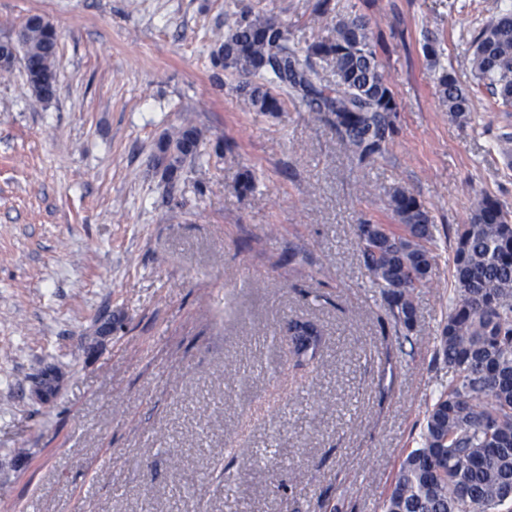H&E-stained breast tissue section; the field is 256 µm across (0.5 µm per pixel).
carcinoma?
I'll return each instance as SVG.
<instances>
[{
	"label": "carcinoma",
	"mask_w": 512,
	"mask_h": 512,
	"mask_svg": "<svg viewBox=\"0 0 512 512\" xmlns=\"http://www.w3.org/2000/svg\"><path fill=\"white\" fill-rule=\"evenodd\" d=\"M20 33L29 85L56 82L58 32L32 15ZM319 60L331 65L333 83L318 84ZM210 62L250 77L236 87L247 109L275 113L286 98L298 99L323 115L361 162L382 155L395 133L398 104L362 15L336 22L301 49L287 24L228 10ZM467 65L489 81L503 104L512 105L511 12L479 31ZM437 81L451 116L466 117L467 93L448 72ZM199 146V130L182 126L158 144L154 163L174 182ZM388 206L398 223L357 225L356 245L391 320L409 332L416 320L415 292L433 276L435 225L405 189L390 192ZM452 266L454 297L436 348L451 376L427 410L419 446L402 459L383 512H512V215L498 199L477 198L470 223L457 230ZM288 333L284 357L297 368L319 369L325 336L317 325L294 319ZM38 391L55 394L54 369L42 373Z\"/></svg>",
	"instance_id": "cac0c4a2"
}]
</instances>
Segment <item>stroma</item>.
Wrapping results in <instances>:
<instances>
[{"mask_svg":"<svg viewBox=\"0 0 512 512\" xmlns=\"http://www.w3.org/2000/svg\"><path fill=\"white\" fill-rule=\"evenodd\" d=\"M317 2L0 0V39L33 14L60 33L51 101L23 60L0 70V512H381L448 381L456 229L485 193L512 212V107L465 65L512 0ZM229 9L302 44L365 15L399 106L384 154L359 162L298 101L246 109L209 59ZM186 122L201 156L171 183L153 155ZM394 186L436 227L407 342L355 236L395 223ZM296 316L326 338L318 371L280 355ZM437 81L441 101L447 107L451 116L465 118L471 110L467 93L457 86L455 79L447 71L442 72Z\"/></svg>","mask_w":512,"mask_h":512,"instance_id":"1","label":"stroma"}]
</instances>
